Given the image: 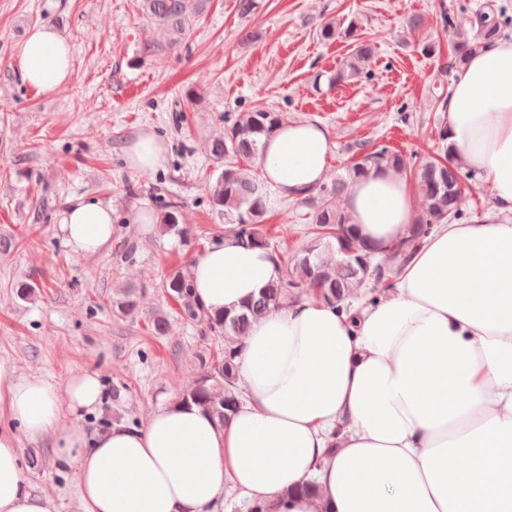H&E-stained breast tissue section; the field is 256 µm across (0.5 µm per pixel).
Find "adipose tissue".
<instances>
[{
	"label": "adipose tissue",
	"mask_w": 512,
	"mask_h": 512,
	"mask_svg": "<svg viewBox=\"0 0 512 512\" xmlns=\"http://www.w3.org/2000/svg\"><path fill=\"white\" fill-rule=\"evenodd\" d=\"M22 80L52 95L69 80L68 41L32 28L17 47ZM450 158L490 184L495 215L443 224L395 287L349 313L306 297L254 321L241 340L246 399L220 424L169 403L138 428L90 432L75 417L101 397L96 371L56 385L0 365V512H49L21 466L20 438L51 440L73 467L84 512H211L226 488L269 512H512V38L471 55L442 106ZM333 142L315 120L282 125L257 164L279 197L321 185ZM162 168L148 130L126 149ZM343 206L357 234L386 249L417 219L414 186L381 167L353 179ZM111 203L67 199L60 230L91 256L116 237ZM209 312L240 311L282 276L268 249L224 232L190 259ZM71 423H64V416ZM317 496L300 494L308 480Z\"/></svg>",
	"instance_id": "adipose-tissue-1"
}]
</instances>
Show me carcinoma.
<instances>
[{
  "label": "carcinoma",
  "mask_w": 512,
  "mask_h": 512,
  "mask_svg": "<svg viewBox=\"0 0 512 512\" xmlns=\"http://www.w3.org/2000/svg\"><path fill=\"white\" fill-rule=\"evenodd\" d=\"M206 5L207 0H143L149 17L169 29L175 44L180 43ZM508 25L504 10L494 4V0H487L470 20V28L458 34L450 65L461 64L470 53L490 46L493 37ZM321 36L325 39L345 38L353 45L346 68L336 71L330 77L331 82L340 84L356 78H370L365 62L372 55L373 47L359 38L355 21H350L344 28L327 24L322 28ZM284 122L283 113L264 108L237 112L224 117V134L210 143L213 168L208 182L210 206L232 225L231 231L248 246H269L265 224L268 192L263 180L244 171L243 163L255 159L263 141ZM437 138L443 155L416 166L405 155L386 146L363 154L360 161L351 166L349 174L354 177L373 168L388 166L402 173L409 170L417 180L423 199L422 212L409 236L388 252L366 245L349 225L342 206V195L349 181L340 178L330 185L321 184L304 200L310 207L309 246L300 253L279 258L283 276L265 288L259 298L247 302L240 312L234 315L208 313L200 308L190 280L189 263L181 262L166 272L163 291L177 306L178 317L196 327L203 347L193 385L178 393L175 401L195 405L219 423H224L229 413L236 410L241 396L237 379V344L247 335L254 319L282 308L288 301L308 292L328 305L341 308L347 305L348 299L357 296L356 289L364 281L372 284L371 296L383 285H394L402 267L435 226L460 215L463 181L471 174L450 163L444 129H438ZM155 229L162 235L174 234L183 243L189 244L199 238L196 226L181 223L176 202L165 204ZM140 302L141 289L137 286L127 285L119 289L112 294L113 316L122 321L136 317Z\"/></svg>",
  "instance_id": "carcinoma-1"
}]
</instances>
